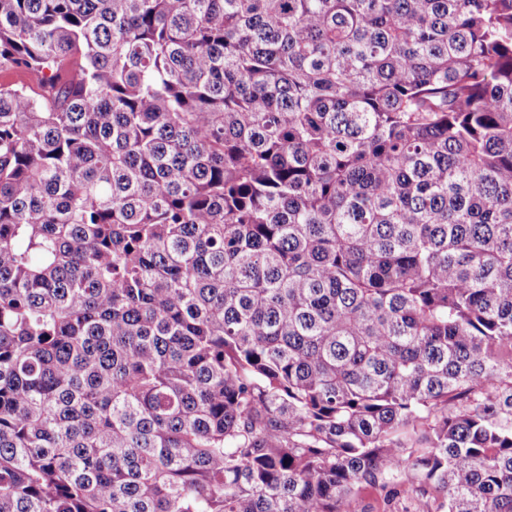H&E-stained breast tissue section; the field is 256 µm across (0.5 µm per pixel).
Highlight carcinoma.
Here are the masks:
<instances>
[{"label": "carcinoma", "instance_id": "carcinoma-1", "mask_svg": "<svg viewBox=\"0 0 512 512\" xmlns=\"http://www.w3.org/2000/svg\"><path fill=\"white\" fill-rule=\"evenodd\" d=\"M0 512H512V0H0Z\"/></svg>", "mask_w": 512, "mask_h": 512}]
</instances>
